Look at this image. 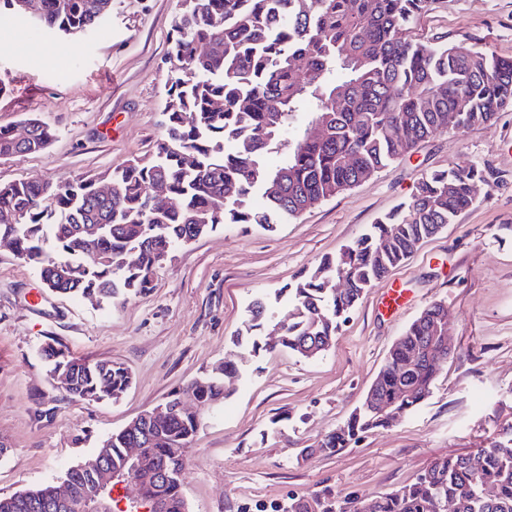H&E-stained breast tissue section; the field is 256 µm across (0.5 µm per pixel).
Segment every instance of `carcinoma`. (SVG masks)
<instances>
[{"mask_svg": "<svg viewBox=\"0 0 512 512\" xmlns=\"http://www.w3.org/2000/svg\"><path fill=\"white\" fill-rule=\"evenodd\" d=\"M440 0H180L167 59L165 133L154 151L109 173L112 194L80 175L64 182L0 185V239L35 265L48 288L114 301L153 288L164 257L224 224L267 229L298 217L314 203L371 178L411 154L426 139L485 125L512 105V60L486 50L413 36L420 18ZM110 0H0V7L47 32L72 36L102 29ZM18 142L0 127V157L40 152L51 130L29 119ZM326 127L323 137L312 126ZM279 155L271 167L267 155ZM486 165H451L422 174L407 207L372 225L353 244L328 256L287 288L277 312L264 298L249 306L248 331L276 318L273 343L302 358L331 343L348 314L376 280L402 263L425 239L473 205L478 184H490ZM162 191L172 200L149 205ZM65 265L68 277L58 280ZM342 277L345 287L330 283ZM444 307L433 303L391 347L372 383V399L408 414L430 394L448 353L424 355ZM51 374H65L71 401L116 400L127 368L71 358L51 343L41 347ZM229 365L190 381L209 409L226 397ZM123 429L69 469L71 499L53 512H93L96 460L121 471L126 449L146 448L172 468L163 485L139 484L136 501H165V512H187L182 494L185 459L202 416L179 407ZM389 426L375 407H361L310 452L332 454L360 434ZM495 478L491 497L483 480ZM56 485L0 496V512H46ZM512 512V425L488 445L434 459L410 484L369 503L330 491L293 498L279 512Z\"/></svg>", "mask_w": 512, "mask_h": 512, "instance_id": "cac0c4a2", "label": "carcinoma"}]
</instances>
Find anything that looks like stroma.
Wrapping results in <instances>:
<instances>
[{"label": "stroma", "instance_id": "stroma-1", "mask_svg": "<svg viewBox=\"0 0 512 512\" xmlns=\"http://www.w3.org/2000/svg\"><path fill=\"white\" fill-rule=\"evenodd\" d=\"M179 0H112L101 33L49 35L20 23L0 34V126L37 118L54 132L41 152L0 158V184L104 175L162 137L165 63ZM422 37L512 59V0H442ZM490 165L472 207L375 282L330 348L304 359L240 341L252 300L275 299L324 256L407 203L426 171ZM403 305L386 311L390 289ZM448 313L452 354L429 397L391 427L334 454L324 435L358 409L392 345L429 304ZM112 361L132 382L118 401L74 402L55 387L40 346ZM239 376L189 451L188 512H273L324 488L368 501L410 483L434 458L487 445L512 425V106L488 125L421 143L350 190L266 230L227 224L157 268L150 292L96 304L46 288L36 267L0 247V496L60 482L111 433L214 366ZM52 417H44L46 409Z\"/></svg>", "mask_w": 512, "mask_h": 512}]
</instances>
